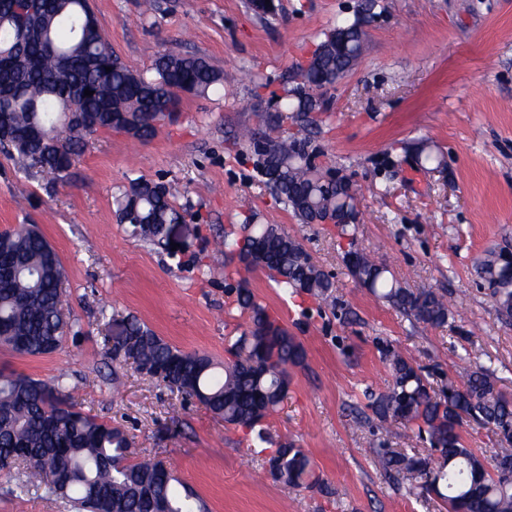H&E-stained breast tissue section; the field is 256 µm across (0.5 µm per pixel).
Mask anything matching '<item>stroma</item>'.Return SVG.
Wrapping results in <instances>:
<instances>
[{
  "label": "stroma",
  "instance_id": "1",
  "mask_svg": "<svg viewBox=\"0 0 512 512\" xmlns=\"http://www.w3.org/2000/svg\"><path fill=\"white\" fill-rule=\"evenodd\" d=\"M361 2L275 0V14L261 15L248 0H155L146 15L143 0H92L130 70L151 74L164 52L198 54L223 72V89L183 95L148 143L97 133L64 181L0 153V232L40 227L64 266L73 322L48 355L0 346V371L48 384L67 374L78 409L124 426L137 454L164 461L209 512H448L441 498L390 481L372 460L383 439L426 448L403 426L384 433L369 407L389 380L378 341L413 359L434 387L480 366L512 396V321L499 316L474 269L486 251L512 249V0H376L364 19L366 50L320 91L323 123L310 132L317 164L352 184L357 247L412 291L455 299L443 326L416 323L357 283L335 225L300 223L241 136L261 130L323 32L353 20ZM418 142L445 156L444 172L420 166L410 151ZM140 177L164 183L183 215L177 249L119 223L114 197ZM249 215L295 237L333 282L318 300L262 273L250 279L307 351L263 443L113 362L104 344L114 320L132 315L170 344L224 361L240 319L228 310L215 243ZM287 442L304 449L321 487L268 476L265 451ZM20 481L0 472V512H73L44 491L20 492Z\"/></svg>",
  "mask_w": 512,
  "mask_h": 512
}]
</instances>
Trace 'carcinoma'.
<instances>
[{
	"label": "carcinoma",
	"mask_w": 512,
	"mask_h": 512,
	"mask_svg": "<svg viewBox=\"0 0 512 512\" xmlns=\"http://www.w3.org/2000/svg\"><path fill=\"white\" fill-rule=\"evenodd\" d=\"M17 0H0V115L11 137L0 150L16 152L28 167L65 179L91 136L115 131L146 142L156 122L177 111L181 95L205 96L224 77L201 56L164 53L154 76L135 73L112 52L89 0H47L28 17L29 33L14 26ZM365 32L354 19L324 33L296 86L279 97V111L267 116L273 129L284 121L305 127L320 111L313 92L330 85L356 64ZM111 71H106V68ZM93 95L87 97L84 90ZM261 172L272 191L303 224H317L347 210L357 212L356 196L341 181L330 182L315 164L307 136H262ZM417 161L431 170L445 166L442 154L416 147ZM119 223L139 225V236L163 241L168 225L180 218L167 188L143 179L130 182L116 199ZM348 241L344 261L350 274L372 294L417 322L440 327L448 321V299L433 291L414 293L390 270L360 251L352 222L336 225ZM224 280L231 305L243 319L237 336L227 337L224 373L214 360L183 351L133 317L121 319L123 335L112 358L135 364L172 392L195 399L224 423L249 432L278 412L288 394L291 370L306 361L303 344L273 317L251 288L250 276L265 273L280 288L316 298L329 296L333 283L301 243L276 224L246 219L236 236L224 234ZM0 345L21 355L55 351L72 328L65 312L54 248L35 224H19L0 234ZM499 315L512 317V262L490 250L476 264ZM391 380L371 402L382 421L392 420L429 441V454L373 449L385 476L393 481L419 478L418 488L435 492L448 512H512V484L499 477V464L512 462V403L494 393L486 370L472 371L459 387L435 392L422 369L386 343L380 348ZM474 422L491 429L498 448L486 459L466 447L461 428ZM125 430L79 411L71 402L66 377L47 385L30 376L0 372V471L15 461L26 467L28 482L71 503L76 512H207L189 489L159 461L129 457ZM275 481L318 486L311 461L293 444L275 449L266 460Z\"/></svg>",
	"instance_id": "1"
}]
</instances>
